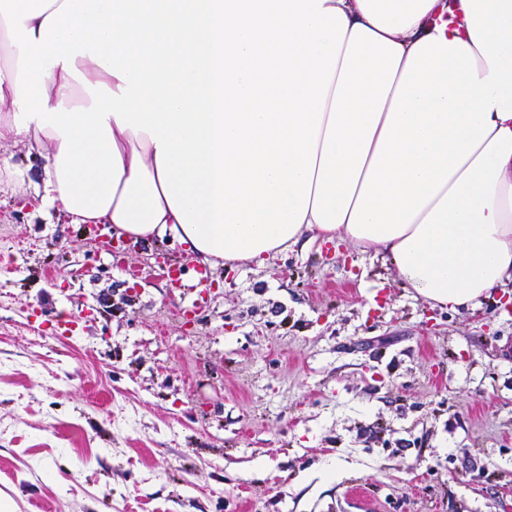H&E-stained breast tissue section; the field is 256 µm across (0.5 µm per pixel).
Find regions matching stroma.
I'll return each mask as SVG.
<instances>
[{
  "mask_svg": "<svg viewBox=\"0 0 512 512\" xmlns=\"http://www.w3.org/2000/svg\"><path fill=\"white\" fill-rule=\"evenodd\" d=\"M0 146V498L14 512H512V288L431 307L307 244L198 269L44 213Z\"/></svg>",
  "mask_w": 512,
  "mask_h": 512,
  "instance_id": "stroma-1",
  "label": "stroma"
}]
</instances>
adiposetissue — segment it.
Instances as JSON below:
<instances>
[{
	"instance_id": "adipose-tissue-1",
	"label": "adipose tissue",
	"mask_w": 512,
	"mask_h": 512,
	"mask_svg": "<svg viewBox=\"0 0 512 512\" xmlns=\"http://www.w3.org/2000/svg\"><path fill=\"white\" fill-rule=\"evenodd\" d=\"M0 144L212 267L303 235L455 311L512 285V0H0Z\"/></svg>"
}]
</instances>
